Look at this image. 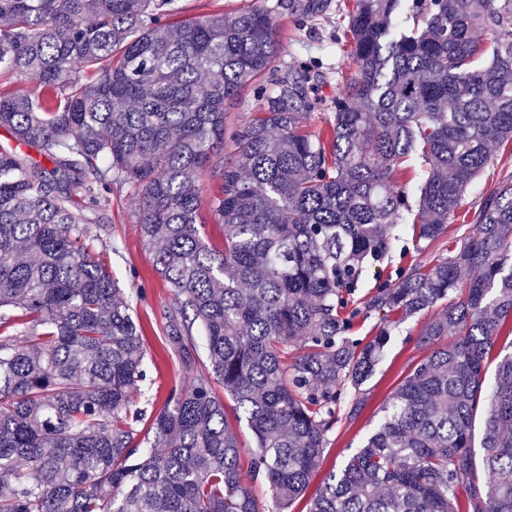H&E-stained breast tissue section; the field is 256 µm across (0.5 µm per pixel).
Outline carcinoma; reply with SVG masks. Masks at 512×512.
Masks as SVG:
<instances>
[{
    "instance_id": "cac0c4a2",
    "label": "carcinoma",
    "mask_w": 512,
    "mask_h": 512,
    "mask_svg": "<svg viewBox=\"0 0 512 512\" xmlns=\"http://www.w3.org/2000/svg\"><path fill=\"white\" fill-rule=\"evenodd\" d=\"M172 5L0 0V128L51 163L0 147V512H288L323 464L344 385L372 375L394 318L439 304L420 338L431 351L307 512H512V351L492 355L512 321V175L460 211L489 145L512 148V0H344L357 71L317 131L318 64L268 82L271 10L167 23ZM325 6L288 0L303 20ZM479 27L495 30L488 48ZM247 87L259 115L229 133L225 106ZM416 158L427 177L398 185ZM207 168L220 185L205 202ZM114 184L136 196L189 372L153 415L137 402L143 330L91 217ZM205 205L220 249L201 234ZM405 212L418 251L456 221L468 230L355 305ZM373 312L375 336L349 340ZM224 396L253 438L246 471Z\"/></svg>"
}]
</instances>
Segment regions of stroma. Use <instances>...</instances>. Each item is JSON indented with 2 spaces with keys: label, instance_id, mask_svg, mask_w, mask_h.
Returning a JSON list of instances; mask_svg holds the SVG:
<instances>
[{
  "label": "stroma",
  "instance_id": "1",
  "mask_svg": "<svg viewBox=\"0 0 512 512\" xmlns=\"http://www.w3.org/2000/svg\"><path fill=\"white\" fill-rule=\"evenodd\" d=\"M177 2L188 17L219 10L231 12L253 5L270 7L275 17L282 62L291 68L311 61L319 62L326 78L322 87L323 96L334 95L342 80L356 72L350 45L342 37L347 21L339 9L341 0H328L323 15L314 21L296 20L279 0ZM134 214L135 203L131 190L125 187L114 188L108 204L100 212V225L107 229L111 241L104 260L118 287L123 288L129 297L133 316L143 328L147 347V376L157 384L156 389L146 390L145 396L152 399L154 407L158 408L164 402V393L172 387L185 384L188 374L169 351L166 312L174 302L173 293L141 246ZM464 231L463 225L450 224L442 244L418 252L414 249L411 230H404L391 240L379 267L384 276L393 279L411 261L433 264L440 257L446 256L448 247L454 246ZM425 322V316L420 315L401 320L393 326L383 360L372 377L358 390L366 400L360 416L354 421L341 419L328 434L329 449L323 464L324 471L341 466L349 455L364 444L380 420V408L384 400L400 379L426 355L427 350L420 343V333Z\"/></svg>",
  "mask_w": 512,
  "mask_h": 512
}]
</instances>
